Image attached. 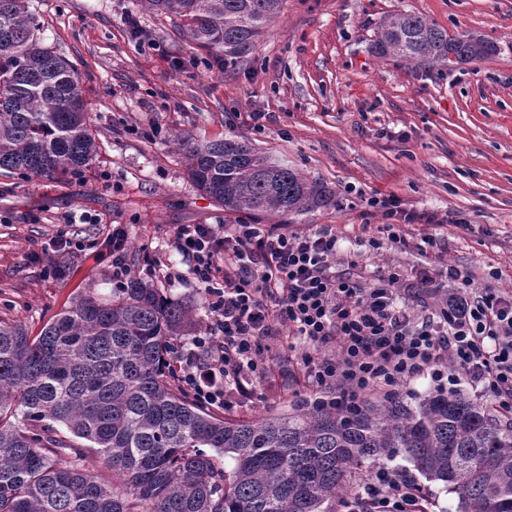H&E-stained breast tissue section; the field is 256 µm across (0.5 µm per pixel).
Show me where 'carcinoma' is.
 <instances>
[{
	"label": "carcinoma",
	"mask_w": 512,
	"mask_h": 512,
	"mask_svg": "<svg viewBox=\"0 0 512 512\" xmlns=\"http://www.w3.org/2000/svg\"><path fill=\"white\" fill-rule=\"evenodd\" d=\"M284 0H137L196 47L234 62ZM32 0H0V171L53 178L96 153L69 64L45 48ZM413 69L484 60L501 46L401 11L369 43ZM196 189L228 213L280 221L335 205L320 179L245 139L173 136ZM195 307L132 278L112 299L76 296L35 337L0 321V512H337L368 466L401 457L461 512H512V422L461 389L394 392L354 412L302 402L231 419L183 393L172 342ZM112 471L87 466L88 455Z\"/></svg>",
	"instance_id": "carcinoma-1"
}]
</instances>
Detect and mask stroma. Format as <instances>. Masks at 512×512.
I'll list each match as a JSON object with an SVG mask.
<instances>
[{"label":"stroma","instance_id":"stroma-1","mask_svg":"<svg viewBox=\"0 0 512 512\" xmlns=\"http://www.w3.org/2000/svg\"><path fill=\"white\" fill-rule=\"evenodd\" d=\"M46 48L71 62L97 153L76 174H0V320L40 334L80 292L111 297L113 225L128 233L135 277L193 302L208 320L189 261L169 242L178 224H236L241 214L200 194L173 142L238 137L336 191L334 206L285 220L331 226L339 266L368 277L398 268L469 274L512 292V0H286L255 47L225 64L195 53L169 18L136 0H35ZM405 10L449 33L479 32L503 50L452 70L423 71L368 50ZM397 195L417 214L406 245L378 237L373 197ZM85 250H59V239ZM161 261L145 270L146 257ZM295 353L281 346L261 397L231 410L257 418L304 395Z\"/></svg>","mask_w":512,"mask_h":512}]
</instances>
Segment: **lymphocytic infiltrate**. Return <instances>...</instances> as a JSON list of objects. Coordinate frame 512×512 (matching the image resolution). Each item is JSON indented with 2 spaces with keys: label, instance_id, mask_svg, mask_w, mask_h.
Instances as JSON below:
<instances>
[{
  "label": "lymphocytic infiltrate",
  "instance_id": "lymphocytic-infiltrate-1",
  "mask_svg": "<svg viewBox=\"0 0 512 512\" xmlns=\"http://www.w3.org/2000/svg\"><path fill=\"white\" fill-rule=\"evenodd\" d=\"M174 249L191 262L212 315L177 351L182 388L201 404L231 410L253 402L265 356L282 335L299 339L309 401L351 410L374 393L424 378L444 389L445 370L512 415V293L475 288L449 270L456 298L415 321L398 302L399 271L360 280L337 272L331 228L288 232L277 226L179 224ZM417 482L381 466L359 500L373 512H415Z\"/></svg>",
  "mask_w": 512,
  "mask_h": 512
}]
</instances>
